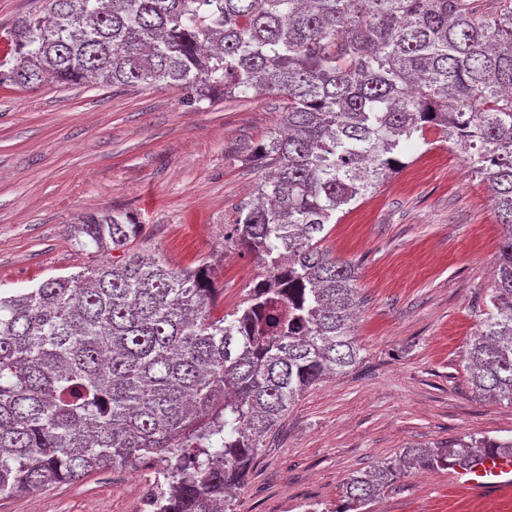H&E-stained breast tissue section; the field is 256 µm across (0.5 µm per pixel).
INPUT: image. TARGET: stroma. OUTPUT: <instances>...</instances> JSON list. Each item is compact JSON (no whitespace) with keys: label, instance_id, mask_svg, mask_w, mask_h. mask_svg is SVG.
Here are the masks:
<instances>
[{"label":"stroma","instance_id":"1","mask_svg":"<svg viewBox=\"0 0 512 512\" xmlns=\"http://www.w3.org/2000/svg\"><path fill=\"white\" fill-rule=\"evenodd\" d=\"M280 97L189 104L175 87L0 86V290L103 262L70 224L116 210L138 251L175 268L212 264L215 315L233 313L261 267L224 241V221L262 173L256 144L281 125ZM402 171L330 225L333 256L357 267L360 360L307 392L232 501L234 512L338 503L345 478L411 446L512 438V404L475 395L464 354L493 284L505 228L457 145L435 131ZM156 463L105 467L72 483L0 498V512H149ZM369 512H512V491L476 494L448 469L410 472Z\"/></svg>","mask_w":512,"mask_h":512}]
</instances>
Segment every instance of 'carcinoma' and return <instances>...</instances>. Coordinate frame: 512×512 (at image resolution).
Instances as JSON below:
<instances>
[{
    "mask_svg": "<svg viewBox=\"0 0 512 512\" xmlns=\"http://www.w3.org/2000/svg\"><path fill=\"white\" fill-rule=\"evenodd\" d=\"M5 38L0 85L275 94L287 133L259 143L256 196L224 225L264 270L233 313L213 315L209 266L131 249L141 225L114 210L69 233L121 261L0 292V497L150 458L152 512H227L290 407L359 360L357 275L322 249L326 226L429 130L508 225L465 360L475 394L512 404V0L490 15L473 0H38ZM487 454L512 457V439L409 447L306 512H367L411 470Z\"/></svg>",
    "mask_w": 512,
    "mask_h": 512,
    "instance_id": "obj_1",
    "label": "carcinoma"
}]
</instances>
